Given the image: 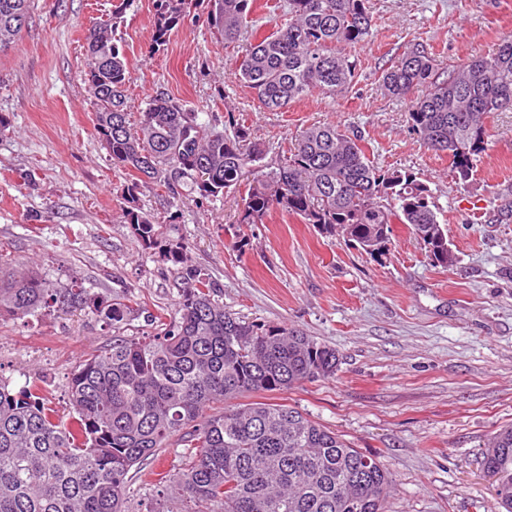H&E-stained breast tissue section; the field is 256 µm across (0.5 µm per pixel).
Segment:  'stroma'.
I'll list each match as a JSON object with an SVG mask.
<instances>
[{"instance_id": "1", "label": "stroma", "mask_w": 512, "mask_h": 512, "mask_svg": "<svg viewBox=\"0 0 512 512\" xmlns=\"http://www.w3.org/2000/svg\"><path fill=\"white\" fill-rule=\"evenodd\" d=\"M369 6L370 36L350 50L352 87L270 112L234 76L236 50L205 10L189 9L157 52L153 0H128L117 35L130 62L131 106L164 92L187 102L198 123L249 127L273 153L312 125L356 128L375 166L410 168L428 181L457 265L433 266L403 224L386 254L372 257L292 216L237 224L233 197L201 205L185 190L175 203L151 185L136 190L134 208L160 237L142 245L122 219L130 177L94 128L83 77L87 30L112 0H35L17 43L0 52V253L49 281L124 299L130 313L114 328L56 309L0 320V381L37 385L68 418L67 386L80 361L113 335L157 334L152 315L177 317L190 264L209 273L227 311L336 349L333 378L282 400L379 458L392 479L385 512H501L481 451L512 424V112L487 117L488 149L462 184L447 156L410 127L409 101L385 95L380 76L409 43L426 45L442 77L492 53L512 37V0ZM172 241L187 245V264L163 255ZM185 451L173 437L134 472L129 512H208L158 489L159 473L177 471Z\"/></svg>"}]
</instances>
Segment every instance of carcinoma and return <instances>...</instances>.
I'll return each mask as SVG.
<instances>
[{
    "label": "carcinoma",
    "mask_w": 512,
    "mask_h": 512,
    "mask_svg": "<svg viewBox=\"0 0 512 512\" xmlns=\"http://www.w3.org/2000/svg\"><path fill=\"white\" fill-rule=\"evenodd\" d=\"M201 0H155L153 44L167 45L187 6ZM33 0H0V49L16 42ZM257 0H207L209 24L235 45V74L261 106L283 111L315 93L337 95L355 78L345 53L367 40L368 0H287L288 20L260 40L246 38ZM112 22L86 37L84 82L95 130L112 163L141 184L176 195L191 186L199 202L232 194L237 224H263L279 211L314 225L325 236L336 227L363 253L386 251L399 222L437 267H454L447 225L438 220L429 185L407 168L383 169L365 151L361 131L336 124L300 131L291 147L267 161L250 128L233 134L199 125L182 103L159 93L132 119L126 85L130 67ZM390 97L411 100L408 122L431 150L448 156L460 183L488 149L485 115L512 111V37L488 55L435 79L434 59L407 44L381 75ZM207 178L198 180L196 167ZM136 238L152 246L158 224L132 208L123 211ZM167 257L185 265L179 317L156 336H118L90 353L68 382L71 420L63 422L32 385L16 393L0 381V512H127L130 470L178 435L189 452L186 467L168 485L210 512H384L387 469L373 455L297 407L271 401L232 405L242 394L274 395L336 375L330 346L286 326L246 321L224 311L203 269L187 265L184 245ZM87 311L114 327L129 306L73 282H51L0 259V318L43 310ZM223 410L210 413L212 405ZM483 465L495 479L504 512H512V425L484 444Z\"/></svg>",
    "instance_id": "obj_1"
}]
</instances>
